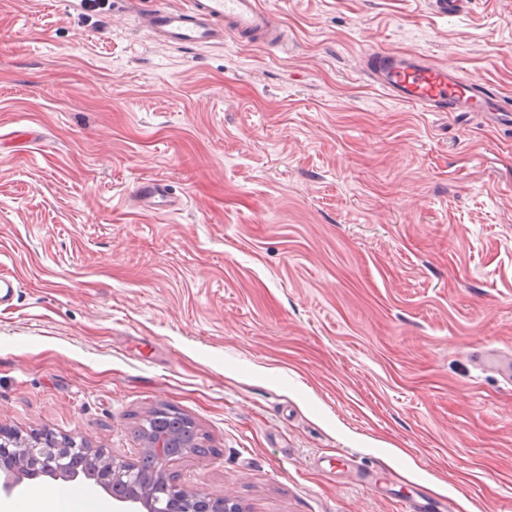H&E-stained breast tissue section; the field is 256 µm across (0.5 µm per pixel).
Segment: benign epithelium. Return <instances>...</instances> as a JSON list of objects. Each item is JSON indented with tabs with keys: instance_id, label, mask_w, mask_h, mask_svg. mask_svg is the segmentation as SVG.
Instances as JSON below:
<instances>
[{
	"instance_id": "7a95c632",
	"label": "benign epithelium",
	"mask_w": 512,
	"mask_h": 512,
	"mask_svg": "<svg viewBox=\"0 0 512 512\" xmlns=\"http://www.w3.org/2000/svg\"><path fill=\"white\" fill-rule=\"evenodd\" d=\"M142 448L132 460L117 458L52 432L23 436L0 429V496L20 492L23 480L40 477L73 481L79 476L112 492L119 512H251L240 501L178 483L168 473L179 454L174 446L193 447L195 438L177 428L138 431Z\"/></svg>"
}]
</instances>
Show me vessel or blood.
<instances>
[{
    "mask_svg": "<svg viewBox=\"0 0 512 512\" xmlns=\"http://www.w3.org/2000/svg\"><path fill=\"white\" fill-rule=\"evenodd\" d=\"M142 27L181 47L223 43L281 45L284 33L260 0H183L170 6L154 0L138 13ZM372 83L393 99L428 112H479L489 126L512 127V109L501 96L476 80H462L456 71L428 65L417 52L371 49L366 53Z\"/></svg>",
    "mask_w": 512,
    "mask_h": 512,
    "instance_id": "1",
    "label": "vessel or blood"
}]
</instances>
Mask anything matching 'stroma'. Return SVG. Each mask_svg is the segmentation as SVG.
I'll return each instance as SVG.
<instances>
[{
    "mask_svg": "<svg viewBox=\"0 0 512 512\" xmlns=\"http://www.w3.org/2000/svg\"><path fill=\"white\" fill-rule=\"evenodd\" d=\"M283 47L181 48L128 0H0V426L251 512H512V130L369 83L423 53L512 97V0H261ZM159 179L168 212L135 188Z\"/></svg>",
    "mask_w": 512,
    "mask_h": 512,
    "instance_id": "stroma-1",
    "label": "stroma"
}]
</instances>
